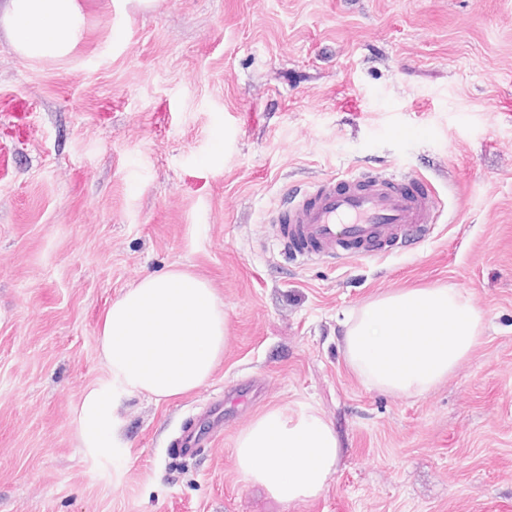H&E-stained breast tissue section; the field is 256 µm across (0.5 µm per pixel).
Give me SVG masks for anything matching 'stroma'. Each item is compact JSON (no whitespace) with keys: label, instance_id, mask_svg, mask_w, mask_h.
I'll list each match as a JSON object with an SVG mask.
<instances>
[{"label":"stroma","instance_id":"obj_1","mask_svg":"<svg viewBox=\"0 0 512 512\" xmlns=\"http://www.w3.org/2000/svg\"><path fill=\"white\" fill-rule=\"evenodd\" d=\"M69 57L0 30V512H512V0H88ZM423 175L446 208L384 259L301 264L269 210L342 171ZM179 264L224 303L209 382L126 393L103 315ZM446 286L483 315L427 394L369 388L342 324L401 288ZM112 390L83 448L76 408ZM309 406L342 454L284 504L233 454L267 408ZM204 429L193 452L176 438ZM113 394L90 390L77 410L80 435L89 448L98 447L112 431Z\"/></svg>","mask_w":512,"mask_h":512}]
</instances>
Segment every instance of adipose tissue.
I'll return each instance as SVG.
<instances>
[{"label": "adipose tissue", "instance_id": "1", "mask_svg": "<svg viewBox=\"0 0 512 512\" xmlns=\"http://www.w3.org/2000/svg\"><path fill=\"white\" fill-rule=\"evenodd\" d=\"M0 26L20 56L62 58L85 36V2L0 0ZM226 341L223 301L207 280L175 267L142 277L107 307L100 350L123 390L161 402L204 385ZM113 400L101 390L84 396L77 416L87 447L109 437ZM340 453L334 428L310 407L264 411L240 430L234 446L246 481L286 504L319 497Z\"/></svg>", "mask_w": 512, "mask_h": 512}]
</instances>
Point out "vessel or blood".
<instances>
[{"instance_id":"b4317fda","label":"vessel or blood","mask_w":512,"mask_h":512,"mask_svg":"<svg viewBox=\"0 0 512 512\" xmlns=\"http://www.w3.org/2000/svg\"><path fill=\"white\" fill-rule=\"evenodd\" d=\"M444 209L439 192L410 174L359 171L301 188L272 209L273 244L304 262L390 256L410 235L427 238Z\"/></svg>"}]
</instances>
